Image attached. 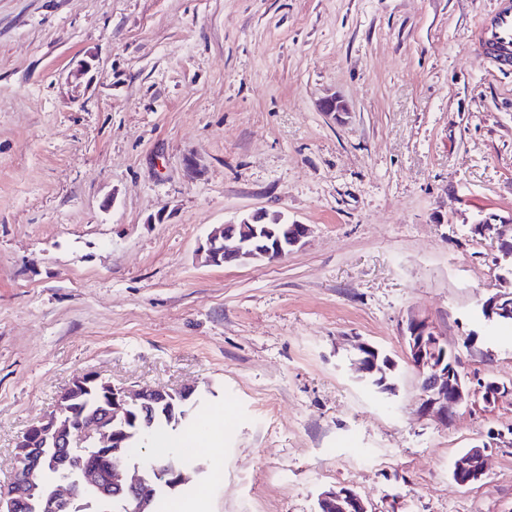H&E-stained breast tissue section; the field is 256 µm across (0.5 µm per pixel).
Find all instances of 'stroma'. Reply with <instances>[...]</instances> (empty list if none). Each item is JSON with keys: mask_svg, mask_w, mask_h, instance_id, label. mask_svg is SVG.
<instances>
[{"mask_svg": "<svg viewBox=\"0 0 512 512\" xmlns=\"http://www.w3.org/2000/svg\"><path fill=\"white\" fill-rule=\"evenodd\" d=\"M495 0H0V485L72 377L197 385L221 417L167 491L190 512H512V447L470 487L512 402L421 417L400 327L431 317L468 369L512 387L487 325L493 233L512 215V72L472 33ZM343 101L344 114L320 110ZM197 157L201 173L185 162ZM310 225L278 262L206 265L213 225ZM396 363L379 394L352 338ZM497 436H500L496 437L498 440L502 439V435L497 434ZM496 438L473 443L464 454L456 457L452 470L458 485L466 487L482 481L487 471V462L492 448L500 445ZM368 502L356 491L329 488L318 497V512H372Z\"/></svg>", "mask_w": 512, "mask_h": 512, "instance_id": "stroma-1", "label": "stroma"}]
</instances>
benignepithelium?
<instances>
[{
  "label": "benign epithelium",
  "mask_w": 512,
  "mask_h": 512,
  "mask_svg": "<svg viewBox=\"0 0 512 512\" xmlns=\"http://www.w3.org/2000/svg\"><path fill=\"white\" fill-rule=\"evenodd\" d=\"M503 224L497 232L498 252L508 255L512 246V234L506 228L512 225V216L500 217L489 214L474 222V230L484 232L494 227L495 222ZM310 228L306 224L288 222L281 212L255 211L244 215L239 221L214 227L201 246L206 260L213 266L242 264L254 260L276 261L284 258L294 248L304 243ZM491 312L507 314L512 310V293L501 291L484 301ZM401 337L405 344L406 359L415 368L420 378L421 404L419 412L431 418L436 424L448 427L460 408L476 407L483 404L494 407L512 392L503 390L502 385L487 378L482 380L465 370L462 358L448 350V344L436 325L426 316L411 314L402 325ZM356 367L360 377L386 375V370L395 368V362L381 359V350L367 342L356 344ZM195 393L192 387L170 392L153 386L124 387L112 386V405L109 415L117 421L126 414L130 404L141 409L151 408L166 398L180 395L189 399ZM61 425L60 410L53 408L49 413L32 423L15 443V460L20 465L14 469L13 479L8 488L0 492V512H19L25 507L29 512H61L69 507L75 498L76 488L70 484L67 494L54 488L49 493L34 497L29 488L30 469L60 467L68 462V453L63 448H36L33 438L43 437L56 440ZM75 434L82 440H91L106 449L108 478L102 480L96 468H80V479L96 486L100 496L106 500L118 497L123 512H150V505L156 490L147 478L146 471L153 468L158 477L169 478V487L176 488L186 481L182 472L166 465H123L119 448L122 442L120 429H106L99 420L80 422ZM500 442L495 438L479 441L457 456L453 463V477L462 487L472 486L484 478L488 458L492 449ZM318 512H372L368 502L356 491L329 488L318 497Z\"/></svg>",
  "instance_id": "obj_1"
}]
</instances>
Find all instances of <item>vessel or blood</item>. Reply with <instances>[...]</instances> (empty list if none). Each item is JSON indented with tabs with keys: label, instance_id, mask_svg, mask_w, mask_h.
I'll list each match as a JSON object with an SVG mask.
<instances>
[{
	"label": "vessel or blood",
	"instance_id": "b4317fda",
	"mask_svg": "<svg viewBox=\"0 0 512 512\" xmlns=\"http://www.w3.org/2000/svg\"><path fill=\"white\" fill-rule=\"evenodd\" d=\"M479 58L500 71L512 69V0H499L495 11L475 29Z\"/></svg>",
	"mask_w": 512,
	"mask_h": 512
}]
</instances>
